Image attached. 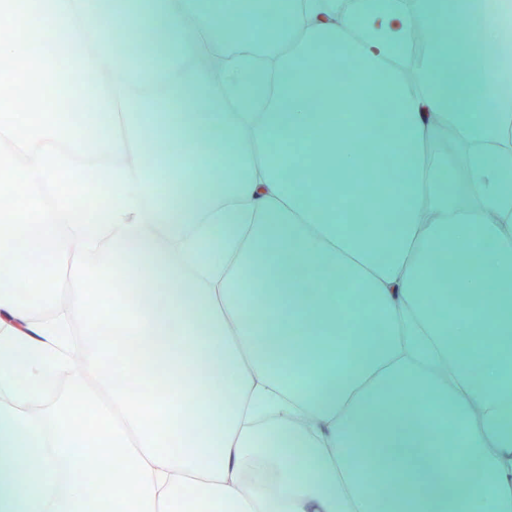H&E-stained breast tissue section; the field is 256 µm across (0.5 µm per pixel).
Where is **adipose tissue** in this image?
<instances>
[{"label": "adipose tissue", "instance_id": "ef3b65f1", "mask_svg": "<svg viewBox=\"0 0 512 512\" xmlns=\"http://www.w3.org/2000/svg\"><path fill=\"white\" fill-rule=\"evenodd\" d=\"M258 0H147L162 66L116 50L113 0H42L53 47L98 29L68 68L114 56L78 155L156 149L137 183L108 182L114 270L153 275L135 312L159 341L166 423L207 512H512V52L481 0H430L448 39L412 76L382 72L413 18L398 0H292L248 47ZM481 33L471 38V21ZM224 55L199 68L195 58ZM232 65H225V58ZM53 66L50 93H69ZM472 145L454 176L448 137ZM382 144L371 170L365 142ZM322 148L309 166L297 149ZM497 213L498 222L487 219ZM461 309L448 316L449 301ZM0 296V460L73 467L77 442L34 424L22 388L42 337ZM309 341L290 336L297 317ZM478 337L468 353L459 341ZM237 383L224 388V371ZM442 408L427 423L422 402ZM298 454L285 464V441ZM469 456L474 470L455 467Z\"/></svg>", "mask_w": 512, "mask_h": 512}]
</instances>
